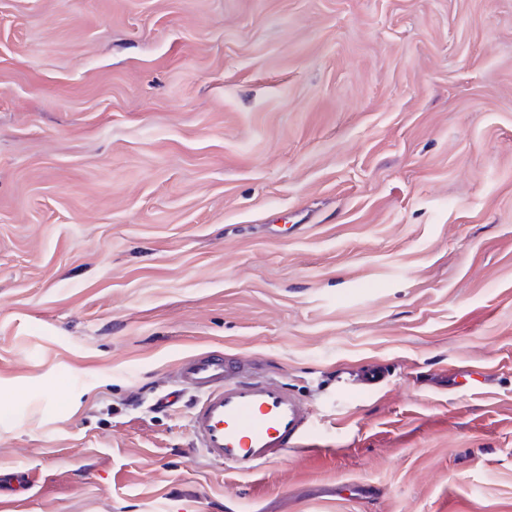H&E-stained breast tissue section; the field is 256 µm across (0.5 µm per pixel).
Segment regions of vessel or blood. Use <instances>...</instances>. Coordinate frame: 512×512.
<instances>
[{"label": "vessel or blood", "instance_id": "vessel-or-blood-1", "mask_svg": "<svg viewBox=\"0 0 512 512\" xmlns=\"http://www.w3.org/2000/svg\"><path fill=\"white\" fill-rule=\"evenodd\" d=\"M180 384L199 393L191 413L193 447L242 477L288 451H315L310 418L278 383L244 374L220 352L185 358Z\"/></svg>", "mask_w": 512, "mask_h": 512}]
</instances>
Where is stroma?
<instances>
[{
	"instance_id": "35a3bbf8",
	"label": "stroma",
	"mask_w": 512,
	"mask_h": 512,
	"mask_svg": "<svg viewBox=\"0 0 512 512\" xmlns=\"http://www.w3.org/2000/svg\"><path fill=\"white\" fill-rule=\"evenodd\" d=\"M204 351L318 451L190 453ZM11 467L0 512H512V0H0Z\"/></svg>"
}]
</instances>
